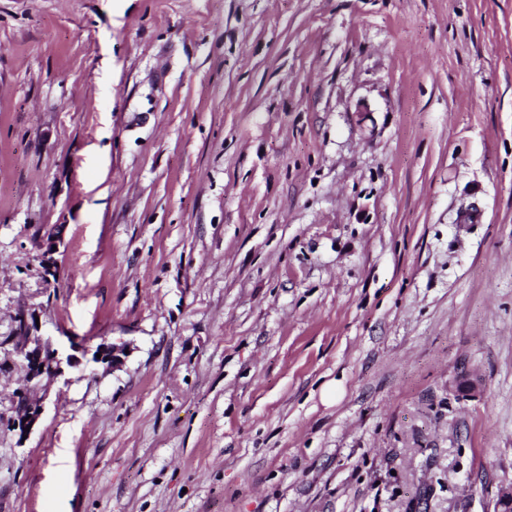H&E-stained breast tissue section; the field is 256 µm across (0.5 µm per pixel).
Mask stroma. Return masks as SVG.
<instances>
[{"label": "stroma", "mask_w": 512, "mask_h": 512, "mask_svg": "<svg viewBox=\"0 0 512 512\" xmlns=\"http://www.w3.org/2000/svg\"><path fill=\"white\" fill-rule=\"evenodd\" d=\"M510 485L512 0H0V512ZM16 354L22 359L27 382L33 390L44 386L47 373L50 378H56L62 373L63 359L59 356L58 349L42 336H27V341L16 348ZM40 366H43V370H40ZM20 397L23 401L24 410L19 414L15 412L13 426L23 436L31 433L43 413V406L41 401L31 400L25 394H21ZM27 427H30L29 432H26Z\"/></svg>", "instance_id": "35a3bbf8"}]
</instances>
